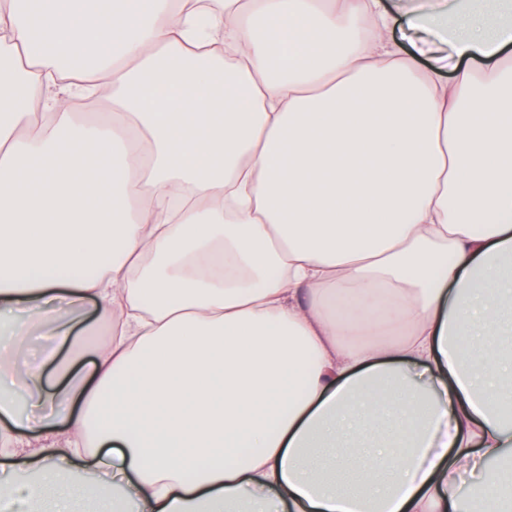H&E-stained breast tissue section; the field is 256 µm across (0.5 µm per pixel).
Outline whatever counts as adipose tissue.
Listing matches in <instances>:
<instances>
[{"label":"adipose tissue","mask_w":512,"mask_h":512,"mask_svg":"<svg viewBox=\"0 0 512 512\" xmlns=\"http://www.w3.org/2000/svg\"><path fill=\"white\" fill-rule=\"evenodd\" d=\"M511 2L0 0V504L512 512Z\"/></svg>","instance_id":"1"}]
</instances>
